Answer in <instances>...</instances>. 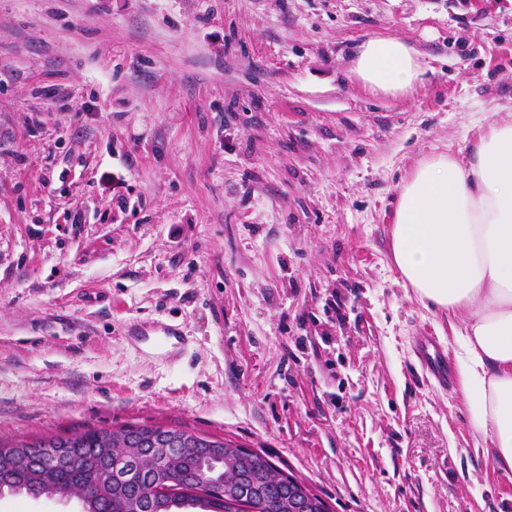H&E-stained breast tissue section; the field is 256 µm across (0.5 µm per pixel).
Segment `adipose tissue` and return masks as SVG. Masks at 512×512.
I'll return each instance as SVG.
<instances>
[{"mask_svg": "<svg viewBox=\"0 0 512 512\" xmlns=\"http://www.w3.org/2000/svg\"><path fill=\"white\" fill-rule=\"evenodd\" d=\"M355 74L373 93L403 94L421 79L396 36L362 44ZM392 254L404 287L428 308L462 314L455 357L475 437L512 471V119L483 128L460 155H438L405 179Z\"/></svg>", "mask_w": 512, "mask_h": 512, "instance_id": "1", "label": "adipose tissue"}]
</instances>
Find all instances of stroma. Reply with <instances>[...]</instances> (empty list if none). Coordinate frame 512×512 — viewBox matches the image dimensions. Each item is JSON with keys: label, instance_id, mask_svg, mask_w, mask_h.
<instances>
[{"label": "stroma", "instance_id": "35a3bbf8", "mask_svg": "<svg viewBox=\"0 0 512 512\" xmlns=\"http://www.w3.org/2000/svg\"><path fill=\"white\" fill-rule=\"evenodd\" d=\"M398 35L397 96L351 74ZM512 113V0H0V443L131 423L269 453L331 512H512L402 184ZM180 327L168 358L133 324ZM353 72L372 93L404 94L421 81L415 51L396 36L369 39L362 44ZM416 356L422 370L431 376L439 388L447 390L454 384L448 370V358L439 348L433 336H420L415 344Z\"/></svg>", "mask_w": 512, "mask_h": 512}]
</instances>
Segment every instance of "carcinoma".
<instances>
[{
  "label": "carcinoma",
  "mask_w": 512,
  "mask_h": 512,
  "mask_svg": "<svg viewBox=\"0 0 512 512\" xmlns=\"http://www.w3.org/2000/svg\"><path fill=\"white\" fill-rule=\"evenodd\" d=\"M161 432L191 440L172 466L159 465L151 453L152 436ZM41 448L72 449L68 464L50 471L37 454ZM200 448L223 450L226 445L183 429L142 425H130L120 432L89 429L71 437L0 445V459L7 455L12 462L10 470L0 471V496L6 492L76 495L83 512H131L133 508L137 512H181L196 507L204 512H230L224 500L209 491L235 482L253 512H279L277 503L294 496L288 480L268 478L278 470L269 454L254 455L244 469L227 465L223 454L203 455Z\"/></svg>",
  "instance_id": "1"
}]
</instances>
